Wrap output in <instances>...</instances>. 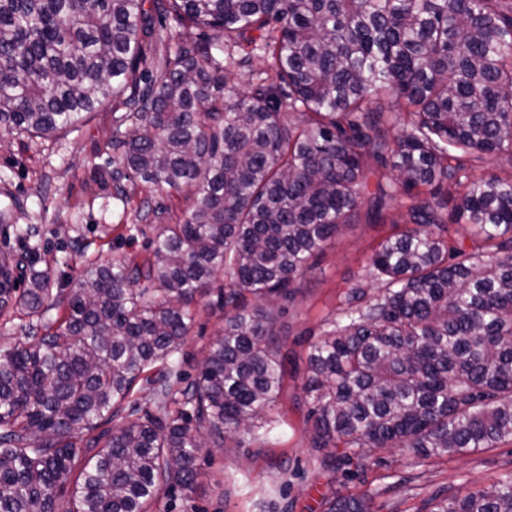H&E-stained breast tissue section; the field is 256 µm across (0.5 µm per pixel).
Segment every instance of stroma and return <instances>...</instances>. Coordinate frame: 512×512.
Wrapping results in <instances>:
<instances>
[{"mask_svg":"<svg viewBox=\"0 0 512 512\" xmlns=\"http://www.w3.org/2000/svg\"><path fill=\"white\" fill-rule=\"evenodd\" d=\"M124 108L105 103L79 131L51 139L0 137V205L13 204L18 231L0 232V251L49 270L66 293L78 288L86 262L117 255L146 256L145 223L174 224L188 207L184 195L150 193L140 178L114 180L122 155L112 139ZM394 224L350 225L330 240L294 299H274L276 334L287 359L285 387L267 414L268 441L242 433V447L204 448L206 477L192 496L166 493L161 512H325L336 495L366 498L372 512H420L431 496L489 485L512 469L505 443L418 465L404 448L379 451L363 465L332 467L312 447L309 405L301 390L307 354L331 327L343 294L356 283L375 287L369 258ZM223 324L219 310L199 308L182 349V368L195 378L206 346Z\"/></svg>","mask_w":512,"mask_h":512,"instance_id":"stroma-1","label":"stroma"}]
</instances>
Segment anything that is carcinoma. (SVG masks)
Wrapping results in <instances>:
<instances>
[{
	"instance_id": "obj_1",
	"label": "carcinoma",
	"mask_w": 512,
	"mask_h": 512,
	"mask_svg": "<svg viewBox=\"0 0 512 512\" xmlns=\"http://www.w3.org/2000/svg\"><path fill=\"white\" fill-rule=\"evenodd\" d=\"M169 21L214 36L172 44ZM108 101L127 109L126 170L190 207L157 225L151 256L93 263L66 295L33 268L18 288L0 252V318H28L0 350V512H155L193 493L202 448H238L242 430L263 443L285 385L269 301L295 297L363 204L395 223L401 193L405 228L371 256L377 293L351 288L347 322L310 346L311 447L408 448L423 465L512 444V169L470 173L512 165L511 5L0 0V134L75 131ZM211 294L224 327L186 383L176 357ZM431 504L512 512V470ZM326 512L371 510L337 496Z\"/></svg>"
}]
</instances>
